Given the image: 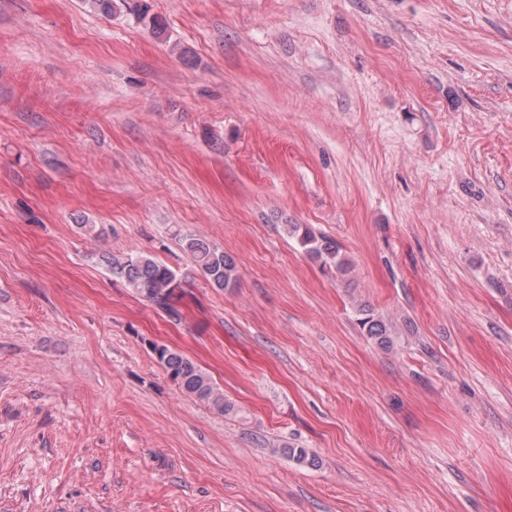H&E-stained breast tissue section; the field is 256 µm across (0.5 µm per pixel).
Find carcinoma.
Returning a JSON list of instances; mask_svg holds the SVG:
<instances>
[{
	"label": "carcinoma",
	"instance_id": "1",
	"mask_svg": "<svg viewBox=\"0 0 512 512\" xmlns=\"http://www.w3.org/2000/svg\"><path fill=\"white\" fill-rule=\"evenodd\" d=\"M288 231L305 252L320 263L322 269L334 270L340 274L347 272L349 261L341 254L336 242L325 237H317L305 224H290ZM182 246L184 252L214 287L224 289L236 286L239 274L236 262L231 256L208 241L193 235L184 237ZM106 262L111 266L112 273L122 278L134 293L165 312L170 319L181 320L182 313L178 303L183 296V289L174 270L146 255L113 256L106 258ZM357 316L362 329L370 339L384 348L393 345L391 329L382 319L375 316L371 308L363 304L358 306ZM153 352L158 363L182 392L211 406L221 414L229 415L234 412L233 404L224 399L222 390L190 358L163 344L154 345ZM273 452L286 454L298 464L315 465V456L305 448L285 445L273 449Z\"/></svg>",
	"mask_w": 512,
	"mask_h": 512
}]
</instances>
